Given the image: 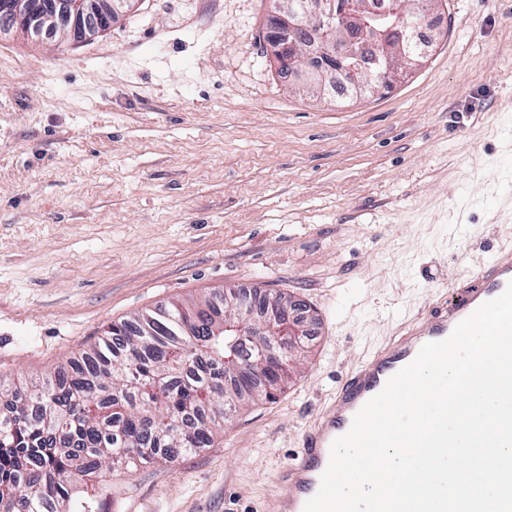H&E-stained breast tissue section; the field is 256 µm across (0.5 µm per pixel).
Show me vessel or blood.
<instances>
[{
	"label": "vessel or blood",
	"mask_w": 512,
	"mask_h": 512,
	"mask_svg": "<svg viewBox=\"0 0 512 512\" xmlns=\"http://www.w3.org/2000/svg\"><path fill=\"white\" fill-rule=\"evenodd\" d=\"M511 284L512 248L501 249L471 269L463 288L432 295L385 348L352 370L337 390L334 403L305 430L298 452L282 466L278 474L282 499L277 512H304L307 501L320 489L333 442L348 432L356 413L412 362L425 344L448 338L461 321L483 303L502 295Z\"/></svg>",
	"instance_id": "b4317fda"
}]
</instances>
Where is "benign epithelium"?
<instances>
[{
	"instance_id": "1",
	"label": "benign epithelium",
	"mask_w": 512,
	"mask_h": 512,
	"mask_svg": "<svg viewBox=\"0 0 512 512\" xmlns=\"http://www.w3.org/2000/svg\"><path fill=\"white\" fill-rule=\"evenodd\" d=\"M134 0H0V34L18 33L43 37L57 27L68 31L71 42L82 43L112 28L119 13ZM428 11L429 0H393L391 8L375 11L370 0H269L267 16L269 56L284 63L290 75L302 79L316 75L321 81L302 85L308 93L324 94L325 79L340 73L354 89H379L372 80V70L386 67L399 75L420 64L425 50L415 45L418 23H392L381 30L369 19L399 18ZM336 27L339 36L328 37ZM268 310L262 321L269 337L263 364H278L276 348L293 345L301 331L315 323V316L297 298L283 304L276 296L265 294Z\"/></svg>"
}]
</instances>
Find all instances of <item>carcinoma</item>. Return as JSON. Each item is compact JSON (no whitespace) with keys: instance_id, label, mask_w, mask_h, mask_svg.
Masks as SVG:
<instances>
[{"instance_id":"carcinoma-1","label":"carcinoma","mask_w":512,"mask_h":512,"mask_svg":"<svg viewBox=\"0 0 512 512\" xmlns=\"http://www.w3.org/2000/svg\"><path fill=\"white\" fill-rule=\"evenodd\" d=\"M224 295L173 302L109 326L40 383L0 375V509L93 512L76 492L87 479L133 470L215 440L218 417L255 398L273 400L288 373L255 360L267 341H244L225 323L254 319L252 303Z\"/></svg>"}]
</instances>
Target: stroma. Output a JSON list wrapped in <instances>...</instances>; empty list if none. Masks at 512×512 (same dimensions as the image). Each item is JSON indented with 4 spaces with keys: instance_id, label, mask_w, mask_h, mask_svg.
Here are the masks:
<instances>
[{
    "instance_id": "stroma-1",
    "label": "stroma",
    "mask_w": 512,
    "mask_h": 512,
    "mask_svg": "<svg viewBox=\"0 0 512 512\" xmlns=\"http://www.w3.org/2000/svg\"><path fill=\"white\" fill-rule=\"evenodd\" d=\"M267 0H140L74 45L0 35V375L227 287L316 323L275 401L209 448L107 476L95 512H276V474L363 357L512 246V0H439L423 64L313 99Z\"/></svg>"
}]
</instances>
